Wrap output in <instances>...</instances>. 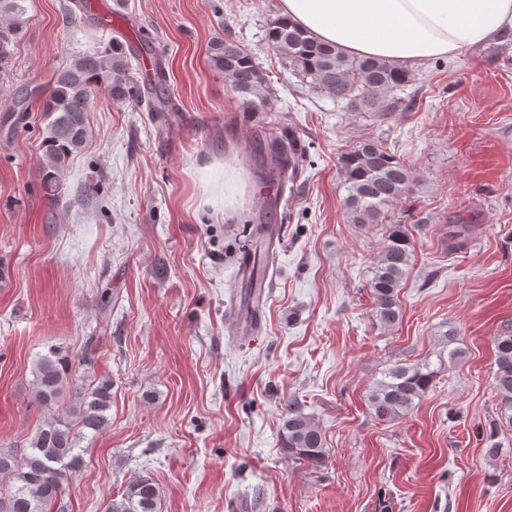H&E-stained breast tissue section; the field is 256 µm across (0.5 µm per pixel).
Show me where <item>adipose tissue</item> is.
<instances>
[{
	"mask_svg": "<svg viewBox=\"0 0 512 512\" xmlns=\"http://www.w3.org/2000/svg\"><path fill=\"white\" fill-rule=\"evenodd\" d=\"M280 14L345 52L409 66L512 27V0H280Z\"/></svg>",
	"mask_w": 512,
	"mask_h": 512,
	"instance_id": "ef3b65f1",
	"label": "adipose tissue"
}]
</instances>
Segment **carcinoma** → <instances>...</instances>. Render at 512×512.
<instances>
[{
	"mask_svg": "<svg viewBox=\"0 0 512 512\" xmlns=\"http://www.w3.org/2000/svg\"><path fill=\"white\" fill-rule=\"evenodd\" d=\"M26 0H0V73L10 65L25 25ZM267 40L308 84L336 99H344L353 112H391L397 107L394 92L411 82L410 73L383 58L351 57L334 45L324 43L283 18L274 20ZM214 70L242 100L246 109L264 108L270 87L253 56L231 40L218 38L208 48ZM102 93L115 104H145L151 112H175L176 105L165 93L162 74L140 82L133 74L131 54L123 41L114 38L103 51L85 52L56 72L53 88L42 104L50 116L42 140V187L49 196L61 193V173L72 156L80 153L89 136L88 116L94 97ZM260 159V177L274 178L285 168L305 157V148L284 134L273 138L271 155L264 146L254 147ZM346 205L359 224H375L384 211L406 196L414 180L413 172L382 143L366 139L341 153ZM411 233L403 224H393L379 252L370 280L379 322L390 327L400 319L398 292L411 256ZM268 253L254 254L250 287L260 288L267 270ZM455 331L444 334L439 366L463 358L455 346ZM496 370L493 389L498 397L500 420L512 426V325H505L495 339ZM95 362V350L87 344L77 364L88 369ZM69 354L52 345L36 361L33 385L42 404L55 401L70 389L73 401L66 417L43 423L29 440L27 451L0 449V477L10 487L0 492V512H45L62 500L68 478L85 466L80 448L83 432L99 434L112 424V379L85 384L72 372ZM438 370L425 361L397 364L387 368L368 395L375 416L393 421L406 416L431 388ZM281 447L296 462L314 468L325 465L328 457L325 438L312 416L296 401L288 408L279 426ZM158 490L148 476L133 479L121 494L110 499L105 512H157Z\"/></svg>",
	"mask_w": 512,
	"mask_h": 512,
	"instance_id": "obj_1",
	"label": "carcinoma"
}]
</instances>
